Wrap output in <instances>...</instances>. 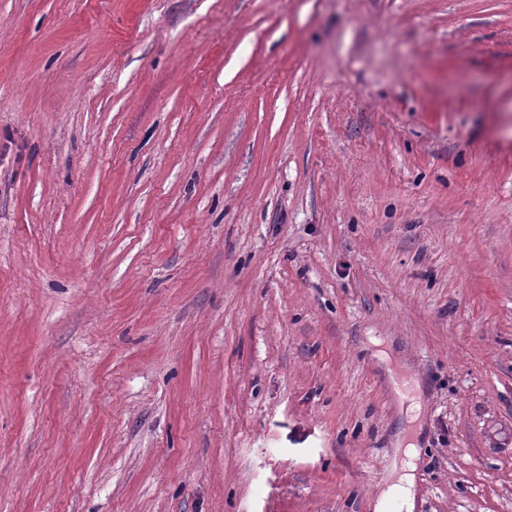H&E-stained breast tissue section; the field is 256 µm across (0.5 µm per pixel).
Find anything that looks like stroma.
Listing matches in <instances>:
<instances>
[{
	"label": "stroma",
	"mask_w": 512,
	"mask_h": 512,
	"mask_svg": "<svg viewBox=\"0 0 512 512\" xmlns=\"http://www.w3.org/2000/svg\"><path fill=\"white\" fill-rule=\"evenodd\" d=\"M411 438L512 512V0H0V512H373Z\"/></svg>",
	"instance_id": "stroma-1"
}]
</instances>
